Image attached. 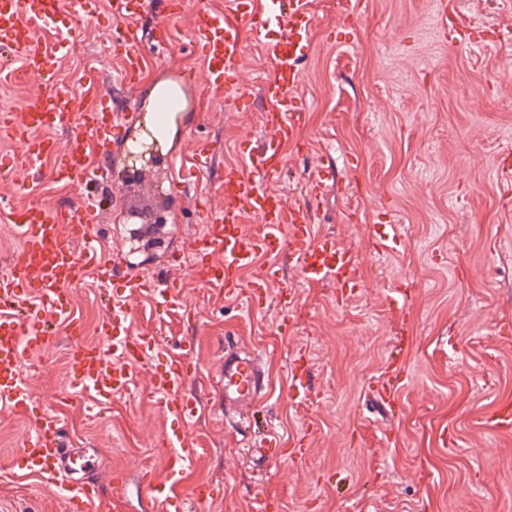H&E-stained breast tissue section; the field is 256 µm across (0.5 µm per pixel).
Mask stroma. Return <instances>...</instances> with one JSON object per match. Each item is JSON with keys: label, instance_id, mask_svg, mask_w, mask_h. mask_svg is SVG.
I'll return each instance as SVG.
<instances>
[{"label": "stroma", "instance_id": "35a3bbf8", "mask_svg": "<svg viewBox=\"0 0 512 512\" xmlns=\"http://www.w3.org/2000/svg\"><path fill=\"white\" fill-rule=\"evenodd\" d=\"M316 16L313 52L300 78L305 111L300 144L288 149L284 175L271 183L288 202L308 197L315 168L336 170L315 213V232L357 256L359 286L298 281L288 253L276 262L296 284V304L248 313L244 297L199 285L189 271L187 244L205 226L201 196L216 193L221 166L243 161L244 141L264 131L259 77L270 70L265 47L246 38L243 66L252 107L210 99L186 112L173 142L152 161L133 160L143 140L138 121L113 148L119 167L139 172L126 205L100 214L101 254L122 249L132 270L182 292V309L164 311L152 296L131 299L136 333L156 336L155 357L137 369L133 394L117 395L101 411L74 400L66 365L70 339L21 365L32 402L27 414L0 408V512H67L38 470L14 457L39 417L53 413L70 447L96 453V478L111 512H165L146 488L166 476L162 441L181 422L164 415L150 374L180 348L194 344L199 402L190 429L192 462L179 487L203 489L192 512H249L254 497L268 512H512V433L482 426L499 402L512 401V351H500L501 327L512 322V0H448L476 33L453 47L438 34L433 0H310ZM190 10L170 24L171 37L136 92L146 109L152 87L176 81L180 66L198 67L189 53ZM108 22L82 30L75 52L54 69L56 80L79 85L88 69L118 76L124 50L108 38ZM210 145L211 164L184 170L178 194L166 159ZM399 224L405 241L378 256L374 227ZM408 298L398 309L392 292ZM71 308L96 343L107 318L92 284L70 289ZM258 354L267 391L241 428L225 410L215 379L225 337ZM309 360L311 395L288 397L296 351ZM407 376L391 414L378 409L377 381L392 363ZM279 447L304 439L303 459L266 462L264 434Z\"/></svg>", "mask_w": 512, "mask_h": 512}]
</instances>
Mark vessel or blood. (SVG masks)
I'll return each instance as SVG.
<instances>
[{"label": "vessel or blood", "instance_id": "1", "mask_svg": "<svg viewBox=\"0 0 512 512\" xmlns=\"http://www.w3.org/2000/svg\"><path fill=\"white\" fill-rule=\"evenodd\" d=\"M106 6L113 40L129 48L122 58L121 82L131 89L146 63L140 51L146 41L140 19L148 0H106ZM180 7L179 0H161L154 26L157 38H166ZM433 19L440 31H453L456 42L470 39V27L459 14L449 13L446 0H436ZM94 22L86 0H0V73L49 72L58 54L74 41L77 26ZM314 22L305 0H226L220 10L208 5L196 8L190 44L202 68L185 70L176 90L160 97L152 116L160 129L179 122L191 94L202 87L235 103L249 99L239 82L246 33L266 46L271 71L260 81L267 102L262 114L264 136L246 147L244 165L225 166L218 186L223 204L208 215L205 232L189 246L197 259L192 266L196 281L228 296L246 294L251 311L265 309L272 301L285 311L296 300L276 265L258 266L262 255L289 252L299 275L309 283L330 278L343 289L354 279L353 252L313 232V203L333 180V169L318 171L305 202L288 203L269 186L286 170L287 148L299 138V78L313 51ZM44 29L58 31V38L39 40ZM61 130L69 133L64 146L56 138ZM124 130L112 107V95L96 72L77 87L62 81L44 85L17 111L0 114V133L28 143L23 155L0 157L1 182L19 179L29 185L49 178L80 189L74 199L55 206L39 201L19 206L13 197L0 196V215L14 224L23 239L22 248L0 265V403L13 412L27 413L31 401L23 359L53 343L56 321L67 322L70 336L79 333L78 321L68 310L67 287L92 282L108 288L109 318L103 324L102 342L75 345L69 352L79 396L100 404L131 392L139 364L159 346L157 337L134 332L130 300L150 293L159 307L177 310L184 305L179 290L158 287L139 272L124 274L123 255L105 257L94 245L103 207L100 197L113 174L108 167L94 166L91 157L109 153L123 141ZM44 158L54 159L52 169L41 166ZM248 214L258 218L260 231L246 229L243 219ZM193 373L194 366L184 355L152 375L164 414L184 425L183 431L165 440L171 449L168 468L174 475L191 462L185 428L198 408L184 387ZM263 383L259 358L240 355L234 344H225L224 369L217 381L225 406L247 411ZM289 396L297 404L308 397L306 372L298 360L291 366ZM484 425L496 434L512 432V404H500ZM18 460L61 477L59 489L68 512H99L97 489L85 478L95 468L94 458L64 446L57 417L44 415L20 448ZM152 492L175 512H183L185 499L177 482L153 484Z\"/></svg>", "mask_w": 512, "mask_h": 512}]
</instances>
